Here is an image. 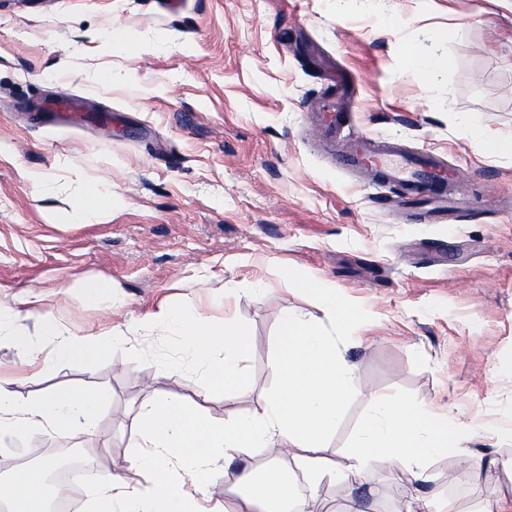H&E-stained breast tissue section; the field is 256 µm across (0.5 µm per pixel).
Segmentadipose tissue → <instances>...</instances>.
Instances as JSON below:
<instances>
[{
  "label": "adipose tissue",
  "mask_w": 512,
  "mask_h": 512,
  "mask_svg": "<svg viewBox=\"0 0 512 512\" xmlns=\"http://www.w3.org/2000/svg\"><path fill=\"white\" fill-rule=\"evenodd\" d=\"M160 319L181 337L212 388L227 394L240 389L247 338L232 319L209 327L182 307L166 309ZM278 324L271 367L279 388L268 398L263 417L217 426L181 400L149 397L132 421L136 451L130 463L151 472L150 483L132 487L106 471L75 480L65 488V495L85 499L93 512H201L192 493L171 479L173 459L186 463V474L199 491L217 458L230 460L246 449L266 448L273 456L262 470L240 468L238 481L245 490L236 495L232 507L219 503L210 512H293L292 484L275 456L282 449L309 485L327 475L343 482L344 512H365L358 490L371 461H384L425 483L431 478V462L456 451L463 433L457 422L430 409L377 397L352 451L332 454L328 437L351 392L355 368L319 321L284 309ZM47 333L54 338L48 364L77 359L92 367L112 355V343L103 335L89 336L78 344L58 326H50ZM110 399L107 391L89 387L23 398L0 380V442L27 429L64 434L95 426ZM45 479V467L19 465L0 476V500L8 503L9 512H45Z\"/></svg>",
  "instance_id": "1"
}]
</instances>
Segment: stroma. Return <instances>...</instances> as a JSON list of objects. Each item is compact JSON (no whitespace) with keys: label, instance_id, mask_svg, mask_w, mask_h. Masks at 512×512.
<instances>
[{"label":"stroma","instance_id":"35a3bbf8","mask_svg":"<svg viewBox=\"0 0 512 512\" xmlns=\"http://www.w3.org/2000/svg\"><path fill=\"white\" fill-rule=\"evenodd\" d=\"M335 101L341 141L367 133L459 166L453 223L389 215L397 188L332 162L308 115ZM512 0H0V303L28 297L27 346L0 337V378L27 398L94 384L112 402L95 430H28L0 446V474L30 449H88L133 486L131 423L141 402L176 396L215 425L262 416L279 385L277 316H319L304 280L356 314L322 318L355 367L330 436L353 446L388 394L453 418L457 452L424 489L512 512ZM40 181H32L31 173ZM112 183L105 216L72 222L69 200ZM107 280L112 301L87 298ZM233 314L248 336L244 390H212L157 313ZM320 317V316H319ZM73 340L108 334L112 359L37 373L44 324ZM303 512H341L343 487L295 480Z\"/></svg>","mask_w":512,"mask_h":512}]
</instances>
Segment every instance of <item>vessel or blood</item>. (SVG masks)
Here are the masks:
<instances>
[{"label":"vessel or blood","mask_w":512,"mask_h":512,"mask_svg":"<svg viewBox=\"0 0 512 512\" xmlns=\"http://www.w3.org/2000/svg\"><path fill=\"white\" fill-rule=\"evenodd\" d=\"M335 163L342 170L397 187L409 209L416 204L420 190L434 192L437 204L426 211L431 221H452L457 216L461 196L456 187L462 182L461 173L433 155L406 154L388 142L363 135L350 151L337 154Z\"/></svg>","instance_id":"obj_1"}]
</instances>
